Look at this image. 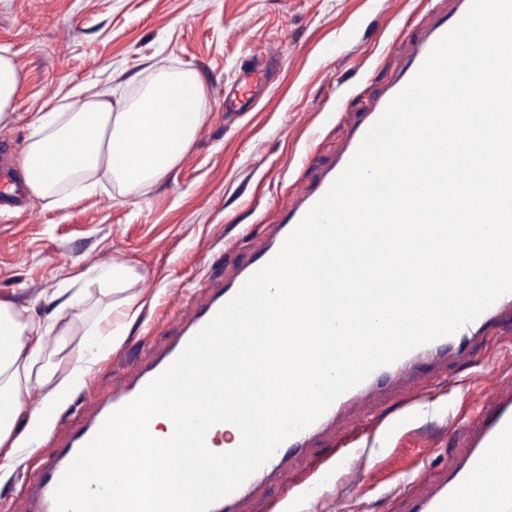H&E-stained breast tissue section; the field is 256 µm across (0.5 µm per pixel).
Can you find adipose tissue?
<instances>
[{
    "label": "adipose tissue",
    "instance_id": "adipose-tissue-1",
    "mask_svg": "<svg viewBox=\"0 0 512 512\" xmlns=\"http://www.w3.org/2000/svg\"><path fill=\"white\" fill-rule=\"evenodd\" d=\"M71 97L67 105L37 113L21 160L26 186L48 210L94 194L103 174L125 194L159 182L188 152L204 117L205 86L191 70H159L130 101L116 90L89 85ZM135 276L133 267L121 264L102 269L82 291L60 285L54 295L58 316L81 319L93 294L125 290ZM140 312L132 297L107 304V327L84 332L74 365L61 375L41 362L57 317L0 300V474L9 475L40 447L59 410ZM36 391L41 398L33 406L29 399Z\"/></svg>",
    "mask_w": 512,
    "mask_h": 512
}]
</instances>
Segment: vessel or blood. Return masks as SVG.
Wrapping results in <instances>:
<instances>
[{
    "mask_svg": "<svg viewBox=\"0 0 512 512\" xmlns=\"http://www.w3.org/2000/svg\"><path fill=\"white\" fill-rule=\"evenodd\" d=\"M470 0H453L452 8L434 6L410 34L411 48L404 65L379 94L354 116L350 134L337 159L323 169L305 192L278 197L279 222L271 233L250 236L248 258L220 279L206 280L198 295L179 298L166 325V340L113 381L106 395L86 397L74 427L55 440V452L38 466L26 487L19 512H56L55 488L79 450L117 409L133 400L161 374L241 288L245 280L271 260L308 210L328 190L350 161L364 135L389 102L410 82L432 47L466 13ZM264 80L254 69L243 82L224 91V110L234 112L248 103ZM23 182L0 165V204L12 205L25 197ZM512 324V294L495 301L476 320L455 334L419 346L392 364L373 371L362 383L338 397L312 424L287 438L273 456L237 490L215 502L209 512H240L242 503L265 486L290 495L301 485L298 461L321 441H328L346 459L342 477L348 484L361 478V465L348 454L357 437L374 425L371 417L379 402L396 398L411 403L426 397L431 384L453 386L449 364L474 359L481 334L492 325ZM434 370L424 379L422 367ZM477 411L450 431L447 464L425 467L410 477L394 498L393 512H512V372L483 370Z\"/></svg>",
    "mask_w": 512,
    "mask_h": 512,
    "instance_id": "vessel-or-blood-1",
    "label": "vessel or blood"
}]
</instances>
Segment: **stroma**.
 <instances>
[{
    "mask_svg": "<svg viewBox=\"0 0 512 512\" xmlns=\"http://www.w3.org/2000/svg\"><path fill=\"white\" fill-rule=\"evenodd\" d=\"M429 7L430 0H0V46L24 75L14 113L0 121V146L10 145L13 166L21 164L36 113L63 104L81 84L112 85L132 98L166 68L193 70L206 88L201 130L152 187L126 195L107 184L60 211L32 197L24 211H0V297L20 307L38 302L49 315L61 280L83 288L88 271L116 250L137 272L130 292L144 305L123 343L155 345L176 298L209 278L215 260H243L242 230L270 231L277 196L305 189L316 165L341 151L355 111L397 61L392 36L399 21L416 27ZM270 52L278 63L250 110L225 121V86ZM87 307L85 321L61 320L44 350V361L60 371L69 369L72 347L104 309L92 301ZM498 334L491 329L475 362L452 365L453 387L432 390L423 404L394 399L380 409L379 427L352 445L363 470L357 487L345 485L341 458L321 446L311 451L317 466L295 502L269 487L245 512H389L407 477L446 460L453 422L476 408L481 371H512V349ZM124 372L113 354L102 356L60 410L55 433L74 422L83 395L106 394ZM51 451L43 442L23 468L0 480V512H14L27 473Z\"/></svg>",
    "mask_w": 512,
    "mask_h": 512,
    "instance_id": "obj_1",
    "label": "stroma"
}]
</instances>
